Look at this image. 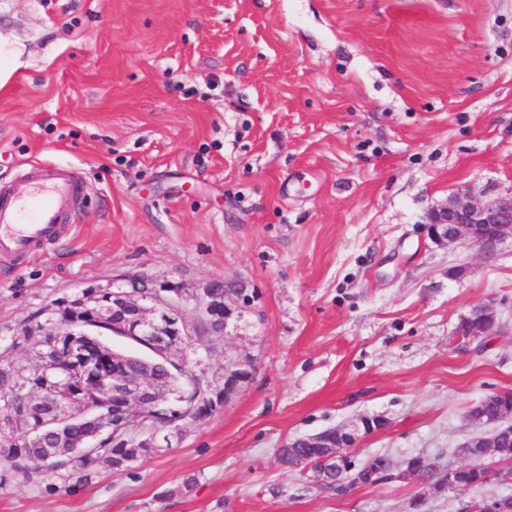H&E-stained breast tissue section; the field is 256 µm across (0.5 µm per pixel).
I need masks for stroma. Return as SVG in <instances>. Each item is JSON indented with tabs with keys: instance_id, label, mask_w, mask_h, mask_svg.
Returning a JSON list of instances; mask_svg holds the SVG:
<instances>
[{
	"instance_id": "35a3bbf8",
	"label": "stroma",
	"mask_w": 512,
	"mask_h": 512,
	"mask_svg": "<svg viewBox=\"0 0 512 512\" xmlns=\"http://www.w3.org/2000/svg\"><path fill=\"white\" fill-rule=\"evenodd\" d=\"M40 165L76 168L84 193L46 257L0 266V338L88 286L236 278L253 306L199 356L255 375L171 450L71 491L31 473L0 512H460L512 495L414 478L336 493L277 460L381 415L355 466L445 469L471 406L512 390V240L488 257L425 229L456 194L512 192V0H0V186ZM479 303L500 329L462 339ZM419 462V474L427 485V489L433 490L434 492L442 491L445 485L444 473L434 464L430 463L425 457L418 456Z\"/></svg>"
}]
</instances>
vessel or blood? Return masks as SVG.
Listing matches in <instances>:
<instances>
[{
	"label": "vessel or blood",
	"instance_id": "b4317fda",
	"mask_svg": "<svg viewBox=\"0 0 512 512\" xmlns=\"http://www.w3.org/2000/svg\"><path fill=\"white\" fill-rule=\"evenodd\" d=\"M82 183L69 170L42 169L34 182L0 189V264L38 259L66 231Z\"/></svg>",
	"mask_w": 512,
	"mask_h": 512
}]
</instances>
